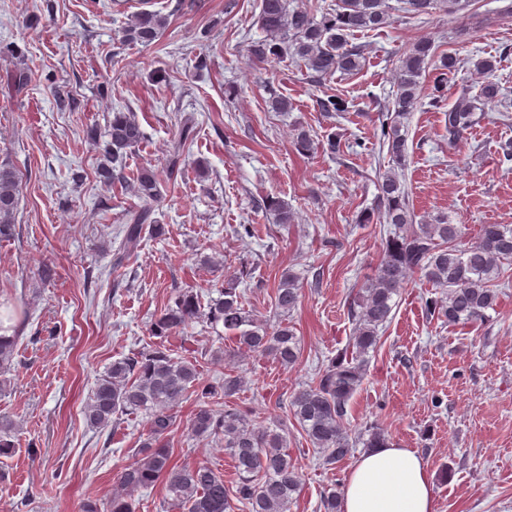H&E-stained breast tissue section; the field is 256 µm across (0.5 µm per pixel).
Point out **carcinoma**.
Returning <instances> with one entry per match:
<instances>
[{
    "label": "carcinoma",
    "mask_w": 512,
    "mask_h": 512,
    "mask_svg": "<svg viewBox=\"0 0 512 512\" xmlns=\"http://www.w3.org/2000/svg\"><path fill=\"white\" fill-rule=\"evenodd\" d=\"M471 0H398L394 7L388 0H338L336 8L316 19L304 6L288 8V0H260L258 22L265 36L253 40L248 54L258 63H269L292 55L318 79L338 71L360 68L363 50L351 43L359 31L387 28L393 13L428 15L443 10L457 15ZM165 15L141 11L130 17L122 31L128 44H153L167 26ZM429 65L439 70L436 95L429 105L443 102L439 95L448 84V75L456 73L458 61L451 55H436L434 43L418 41L403 58L397 73V90L388 115L381 124L382 145L393 164L378 185V212L393 227L384 244L374 276L350 303L353 336L349 348L330 358L310 382L299 386L287 397V406L299 420L314 448L326 465L348 456L353 442L346 419L350 401L361 386L368 355L377 348L380 332L389 320L393 298L408 276L419 273L426 282L442 290L440 297L425 299L426 311L450 325L483 321L498 299L495 281L502 262L512 259V227L483 224L475 240L465 241V226L453 224L445 215L433 216L419 224L411 212L408 196L400 184V173L407 162L406 139L401 134L402 120L417 109L421 96L419 81ZM496 94L488 82L478 95L461 90L455 103L445 111L448 145L463 139L483 120L482 99ZM321 111L343 113L345 99L329 95L320 100ZM180 132L168 151L166 167L173 172L185 159L187 145L195 135L191 116L180 119ZM107 139L91 140L98 149L95 179L105 187L123 178L125 158L145 138L132 112H114L108 121ZM295 150L302 155L318 151V143L304 129L298 130ZM162 183L156 172L142 169L132 190L144 207L129 214L123 237L115 249L116 261L134 253L144 234L154 238L166 235L165 225L152 218L151 204L162 197ZM19 180L9 161L0 163V238L13 236L14 216L18 207ZM301 287L296 274L282 273L275 290L276 314L285 316L299 305ZM203 319L211 326L221 324L233 347L222 351L224 359L258 352L289 365L299 358L301 339L293 327L272 323L247 309L241 293L232 281L220 297L203 310L198 294L179 291L150 325L151 334L167 337L193 322ZM28 318L4 328L0 334V392L10 386L8 377L19 338ZM246 385L239 374L226 373L221 387L205 383L198 365L184 355H173L165 346L134 353L115 360L97 378L83 407L88 427L104 430L123 415L145 413L147 432L139 437L135 449L137 461L116 475L117 489L112 499L102 504L88 498L81 512H134L135 493L162 482L167 492L166 512H288L299 486L298 474L288 458L287 441L277 428L255 426L248 413L229 405L219 408L215 398L224 393L228 399ZM197 399L190 419V432L224 442L237 474L235 485H224V477L204 464L178 466L172 462V450L166 438L175 422V408L190 395Z\"/></svg>",
    "instance_id": "carcinoma-1"
}]
</instances>
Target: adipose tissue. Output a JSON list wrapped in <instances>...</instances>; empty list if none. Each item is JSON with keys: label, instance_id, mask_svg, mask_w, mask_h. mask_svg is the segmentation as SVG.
Here are the masks:
<instances>
[{"label": "adipose tissue", "instance_id": "ef3b65f1", "mask_svg": "<svg viewBox=\"0 0 512 512\" xmlns=\"http://www.w3.org/2000/svg\"><path fill=\"white\" fill-rule=\"evenodd\" d=\"M342 512H435L432 476L415 450L390 445L364 453L343 488Z\"/></svg>", "mask_w": 512, "mask_h": 512}]
</instances>
